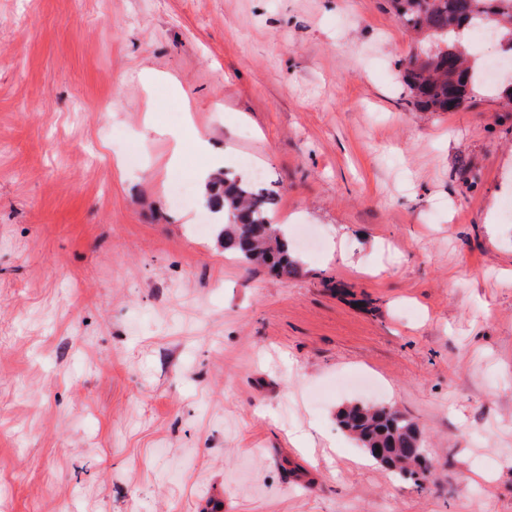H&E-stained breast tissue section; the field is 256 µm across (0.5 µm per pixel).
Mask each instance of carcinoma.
<instances>
[{
	"mask_svg": "<svg viewBox=\"0 0 512 512\" xmlns=\"http://www.w3.org/2000/svg\"><path fill=\"white\" fill-rule=\"evenodd\" d=\"M399 22L421 36L419 52L401 65L408 104L419 112H458L481 87L474 48L464 31L485 20L500 32L501 47L512 53V0H387ZM206 210L224 213L211 226L224 252L239 261L264 266L282 279L300 274L301 263L286 238L279 236L271 213L276 192L252 175L219 173L209 181ZM338 426L368 455L401 478L424 474L427 460L418 424L387 406L346 404L336 413Z\"/></svg>",
	"mask_w": 512,
	"mask_h": 512,
	"instance_id": "carcinoma-1",
	"label": "carcinoma"
}]
</instances>
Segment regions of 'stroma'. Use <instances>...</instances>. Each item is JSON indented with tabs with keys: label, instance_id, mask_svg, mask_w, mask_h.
Listing matches in <instances>:
<instances>
[{
	"label": "stroma",
	"instance_id": "stroma-1",
	"mask_svg": "<svg viewBox=\"0 0 512 512\" xmlns=\"http://www.w3.org/2000/svg\"><path fill=\"white\" fill-rule=\"evenodd\" d=\"M415 46L384 0H0V512H512V112L414 111ZM219 160L299 276L194 233ZM336 422L374 461L393 474L424 478L427 460L423 455V435L412 419L392 407L349 403L338 409Z\"/></svg>",
	"mask_w": 512,
	"mask_h": 512
}]
</instances>
